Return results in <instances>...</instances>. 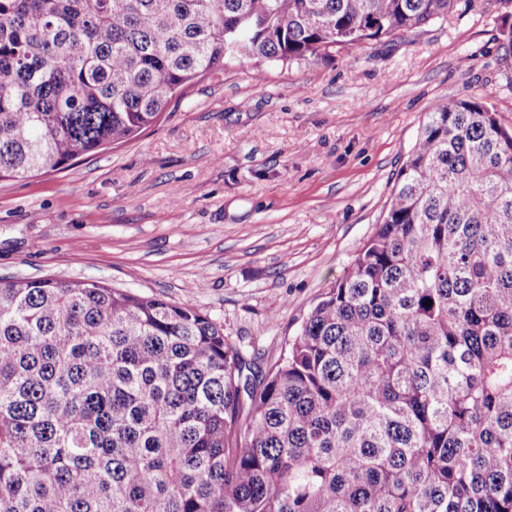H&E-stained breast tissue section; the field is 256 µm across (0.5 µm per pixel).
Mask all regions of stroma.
<instances>
[{
  "label": "stroma",
  "mask_w": 512,
  "mask_h": 512,
  "mask_svg": "<svg viewBox=\"0 0 512 512\" xmlns=\"http://www.w3.org/2000/svg\"><path fill=\"white\" fill-rule=\"evenodd\" d=\"M312 61L196 80L139 137L0 181V278L191 301L232 344L283 356L379 224L436 101L512 125V0Z\"/></svg>",
  "instance_id": "stroma-1"
}]
</instances>
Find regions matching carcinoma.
Returning <instances> with one entry per match:
<instances>
[{
    "instance_id": "cac0c4a2",
    "label": "carcinoma",
    "mask_w": 512,
    "mask_h": 512,
    "mask_svg": "<svg viewBox=\"0 0 512 512\" xmlns=\"http://www.w3.org/2000/svg\"><path fill=\"white\" fill-rule=\"evenodd\" d=\"M473 0H0V180L198 77ZM0 512H512V128L439 100L382 222L264 372L192 303L0 279Z\"/></svg>"
}]
</instances>
